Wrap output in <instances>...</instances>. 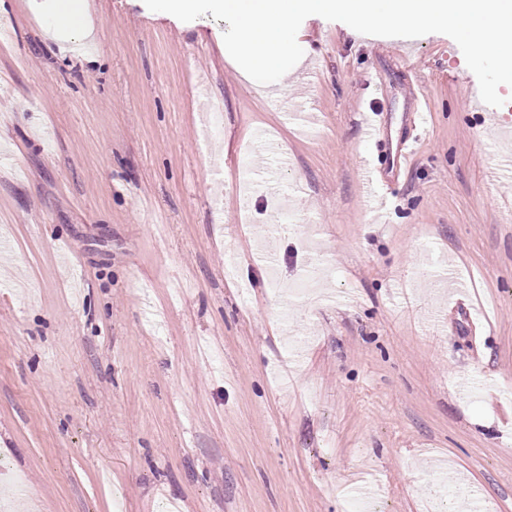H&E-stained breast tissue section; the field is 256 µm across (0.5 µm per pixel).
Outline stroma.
I'll return each mask as SVG.
<instances>
[{"label": "stroma", "instance_id": "1", "mask_svg": "<svg viewBox=\"0 0 512 512\" xmlns=\"http://www.w3.org/2000/svg\"><path fill=\"white\" fill-rule=\"evenodd\" d=\"M89 2L92 63L0 0V465L34 512H348L366 478L422 512L445 465L512 512V94L447 35L323 18L312 86L268 87L212 15ZM420 91L374 221L361 114L399 141Z\"/></svg>", "mask_w": 512, "mask_h": 512}]
</instances>
